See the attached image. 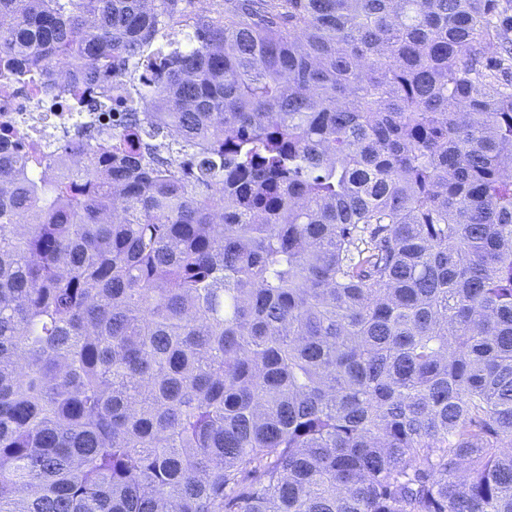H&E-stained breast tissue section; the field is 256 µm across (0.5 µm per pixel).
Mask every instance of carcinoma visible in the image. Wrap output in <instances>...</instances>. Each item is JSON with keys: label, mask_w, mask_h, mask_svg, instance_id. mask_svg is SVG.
<instances>
[{"label": "carcinoma", "mask_w": 512, "mask_h": 512, "mask_svg": "<svg viewBox=\"0 0 512 512\" xmlns=\"http://www.w3.org/2000/svg\"><path fill=\"white\" fill-rule=\"evenodd\" d=\"M181 12L0 0L36 93L150 74L0 145V512H512V0ZM25 97L26 104L21 107L17 100ZM55 98H35L28 93L26 87L17 90L14 96L0 98V120L9 124L15 131L14 139L9 141L15 152L23 158L26 155V144L30 138L38 139L45 152L50 156L54 167L67 170H78L72 163L80 154L62 153L56 148L65 140L86 138L89 133L93 141L106 143L112 134V112H98L95 107L85 112H63Z\"/></svg>", "instance_id": "carcinoma-1"}]
</instances>
